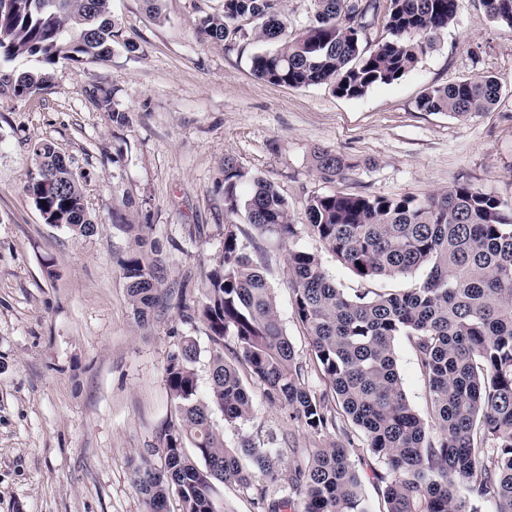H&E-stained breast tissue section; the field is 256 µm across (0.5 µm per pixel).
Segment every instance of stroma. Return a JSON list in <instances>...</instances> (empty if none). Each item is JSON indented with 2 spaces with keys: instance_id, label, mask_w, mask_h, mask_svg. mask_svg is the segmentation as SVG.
Wrapping results in <instances>:
<instances>
[{
  "instance_id": "35a3bbf8",
  "label": "stroma",
  "mask_w": 512,
  "mask_h": 512,
  "mask_svg": "<svg viewBox=\"0 0 512 512\" xmlns=\"http://www.w3.org/2000/svg\"><path fill=\"white\" fill-rule=\"evenodd\" d=\"M220 2L163 0L157 19L145 0H111L122 41L109 60L59 63L47 94L0 98V512H145L132 462H163L164 431L179 418L165 367L182 337L199 345L198 397H207L212 342L180 302L199 301L223 252L225 157L274 183L299 226L289 243L247 224L240 239L261 247L283 326L306 364L310 344L294 315L289 248L315 253L345 292L361 286L305 228L309 196L422 199L461 179L512 203V29L492 21L482 0H459L454 24L413 71L356 99L325 85L258 79L251 59L261 43L241 36L215 46L196 30L200 12ZM482 73L501 87L492 109L461 118L418 109L428 87ZM96 87L110 93L126 124L112 125L96 106ZM39 140L87 174L93 235L44 223L28 198L30 145ZM318 150L347 161L342 177L317 172ZM116 210L151 225L166 267L143 326L128 300L120 261L129 242L113 226ZM394 347L406 399L426 415L407 338ZM238 371L254 413L239 429L214 414L227 445L245 434L263 448L274 431L290 447H312L301 423L268 404L247 367Z\"/></svg>"
}]
</instances>
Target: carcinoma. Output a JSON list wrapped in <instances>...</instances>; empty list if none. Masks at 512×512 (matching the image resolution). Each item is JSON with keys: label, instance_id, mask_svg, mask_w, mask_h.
<instances>
[{"label": "carcinoma", "instance_id": "obj_1", "mask_svg": "<svg viewBox=\"0 0 512 512\" xmlns=\"http://www.w3.org/2000/svg\"><path fill=\"white\" fill-rule=\"evenodd\" d=\"M483 3L493 21L512 28V0ZM314 6L313 21L293 34L280 0H222L219 11L201 17L199 31L224 45L251 21L256 38L272 46L252 57L256 77L298 89L325 84L352 99L414 69L454 24L459 0H314ZM380 8L388 37L368 53L365 19ZM119 33L110 0H0V95L46 93L53 66L103 61ZM19 57L41 67H6ZM499 97L498 81L484 74L430 87L418 106L463 117L490 109ZM31 162L25 190L44 223L76 236L94 233L83 192L87 176L46 141L32 145ZM315 162L327 177L349 168L328 151L317 152ZM223 173L230 220L223 255L190 315L213 342L208 398L197 395L198 343L184 336L165 368L180 417L164 432V463L156 468L143 460L132 471L147 512H166L172 492L181 512H228L215 497L220 483L252 491L264 512H284L288 496L279 493L289 489L302 495V512H369L357 466L366 454L383 468L376 478L386 512H481L486 501L495 512H512V206L466 181L422 200L340 192L308 198L305 227L360 279L423 273L404 292L363 288L349 295L315 254L288 250L295 317L328 386L318 393L284 329L265 262L246 251L235 224L242 213L259 235L290 241L298 231L288 200L268 180L247 177L229 156ZM113 218L132 242L122 268L133 316L144 325L159 302L160 249L151 225L121 213ZM399 336L409 339L425 380L426 419L406 400L394 349ZM228 354L249 368L269 404L288 408L310 435L340 433L346 443L308 448L290 469L282 464L297 450L273 433L269 448L246 437L228 447L212 415L220 412L229 425L252 417L251 395ZM348 421L361 441L349 437Z\"/></svg>", "mask_w": 512, "mask_h": 512}]
</instances>
